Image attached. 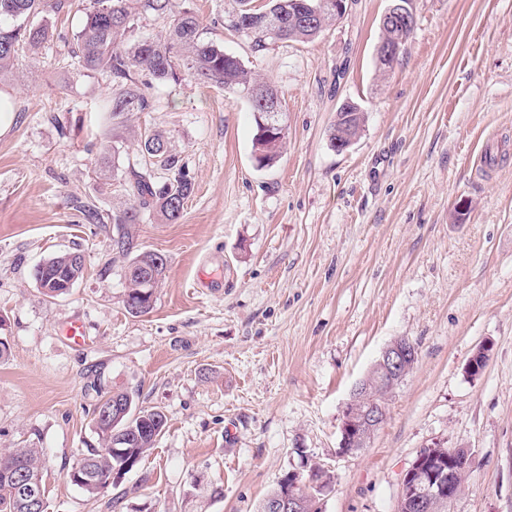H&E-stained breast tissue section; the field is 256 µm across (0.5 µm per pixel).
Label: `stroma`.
Masks as SVG:
<instances>
[{
	"mask_svg": "<svg viewBox=\"0 0 512 512\" xmlns=\"http://www.w3.org/2000/svg\"><path fill=\"white\" fill-rule=\"evenodd\" d=\"M62 3L45 14L52 41L0 81L14 114L0 134V450L44 449L48 512H258L316 462L333 475L322 512H396L403 471L436 441L472 455L448 512H512V0H412L413 36L385 75L390 0H355L315 40L259 58L225 29L229 0H192L203 38L280 92L287 146L265 169L249 104L220 87L152 86L151 109L113 122L109 75L62 63L84 19ZM346 100L366 122L336 152ZM135 131L169 137L195 184L178 223L132 227L138 250L167 259L138 316L112 250L125 198L96 169L115 148L120 167L135 161ZM74 251L83 276L45 296L35 268ZM400 336L418 347L414 369L368 447L340 454L345 403ZM485 344L484 371L467 376ZM116 389L167 426L89 496L66 473L97 445L93 408Z\"/></svg>",
	"mask_w": 512,
	"mask_h": 512,
	"instance_id": "1",
	"label": "stroma"
}]
</instances>
